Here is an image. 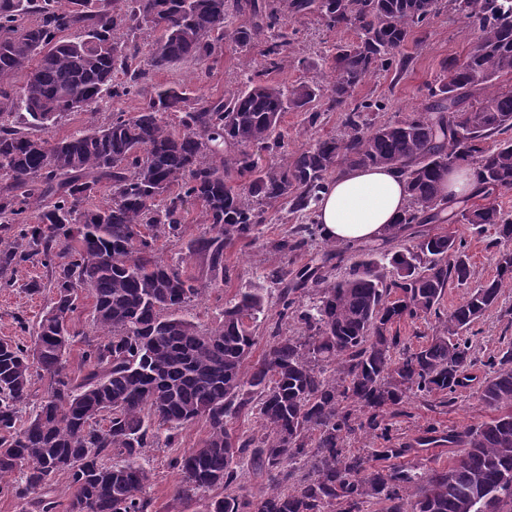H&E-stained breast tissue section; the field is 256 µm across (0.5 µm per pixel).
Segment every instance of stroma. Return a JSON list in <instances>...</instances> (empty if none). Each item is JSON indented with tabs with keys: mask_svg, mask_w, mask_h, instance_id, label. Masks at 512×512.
<instances>
[{
	"mask_svg": "<svg viewBox=\"0 0 512 512\" xmlns=\"http://www.w3.org/2000/svg\"><path fill=\"white\" fill-rule=\"evenodd\" d=\"M291 27L295 35L288 51V66L283 71L270 74V82L283 87L305 83L319 91H326L332 80L330 66L337 47L355 42L356 33L328 29L313 16L293 18ZM474 42V29L465 18L441 14L419 29L415 39L404 47L407 64L403 71L376 70L355 88L353 97L379 103V111L368 113L369 122L402 118L409 107L424 103L428 87L439 82L448 61L464 58ZM264 66L259 49L243 54L228 41L222 52L208 60L174 63L155 71L152 78L155 83L178 86L195 95L224 99L244 89L249 76L262 71ZM145 104V97L137 95L118 102L107 101L97 111L70 114L58 126L43 130L42 135L59 138L90 125H103L111 121L113 113L132 114ZM342 123L343 111L339 108L325 112L314 128L305 123L303 113L285 112L280 123L284 147L292 153L313 144L317 139L339 134ZM296 222L287 205L278 204L268 208L259 239L253 243H238L226 250L224 260L231 270V278L223 290L203 292L192 302L189 308L191 315L205 324L216 322L222 316L225 302L242 291L262 292L267 298L269 312H276L277 292L267 277L270 266L293 268L302 264L313 265L324 249L323 244L317 242L298 257L281 255L272 250V242ZM451 228L445 223L440 226L444 232ZM452 229L467 242V253L476 281L492 278L496 269L492 260L493 250L488 246L489 234L477 233L463 224ZM46 279L42 266L28 264L16 271L14 287L0 288V337L22 339L19 321L36 322L47 297L29 294L25 285L32 280L43 282ZM474 331L476 349L483 357L497 352L504 341L512 339V289L504 290L497 304L475 325ZM489 416V411L469 389L458 394L455 402L449 406L442 404L436 396L425 400L412 398L405 404L403 414L393 418L390 442L359 435L350 439L347 446L352 453L367 456L372 449L386 444L394 448L401 443L413 442L432 427L461 431L479 425ZM175 454L172 448H154L144 457L145 464L153 473L149 493L155 500L158 512H205L209 494H201L190 501L175 499L179 476L170 466Z\"/></svg>",
	"mask_w": 512,
	"mask_h": 512,
	"instance_id": "35a3bbf8",
	"label": "stroma"
}]
</instances>
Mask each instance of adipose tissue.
<instances>
[{"label":"adipose tissue","instance_id":"1","mask_svg":"<svg viewBox=\"0 0 512 512\" xmlns=\"http://www.w3.org/2000/svg\"><path fill=\"white\" fill-rule=\"evenodd\" d=\"M408 197L396 170L361 167L330 182L317 205L320 234L328 241L356 244L379 240L400 219Z\"/></svg>","mask_w":512,"mask_h":512}]
</instances>
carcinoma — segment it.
<instances>
[{"label": "carcinoma", "mask_w": 512, "mask_h": 512, "mask_svg": "<svg viewBox=\"0 0 512 512\" xmlns=\"http://www.w3.org/2000/svg\"><path fill=\"white\" fill-rule=\"evenodd\" d=\"M471 20L478 44L446 75L428 101L404 117L366 122L372 101L351 102L370 73L404 68L400 49L431 22L443 0H0V287L14 286L21 265L39 264L46 310L31 344L0 339V479L19 477L7 492L36 512H157L147 487L149 448H175L181 430L204 422L206 438L176 454L175 495L189 501L220 489L207 512H512V344L483 360L469 333L512 288V213L497 196L512 191V0H448ZM232 14L245 17L226 31ZM315 14L329 29L353 30L358 41L333 57L327 110L343 105V130L261 167L250 149L274 152L289 110L319 122V94L300 83L284 90L265 76L288 59V22ZM160 30L147 47L137 31ZM248 50L264 43L265 70L226 100L180 87L155 88L140 111L63 138L36 131L72 113L94 112L103 97L144 94L151 72L180 61L207 60L224 39ZM27 72L14 88L13 76ZM121 73L120 82L112 75ZM386 166L403 176L408 207L377 247L361 250L340 277L327 269L352 251L324 242L322 265L268 272L279 310L268 348L253 359L266 297L242 292L224 318L203 325L188 306L204 289L186 259L156 256L161 239L186 233L185 206H201L209 230L190 242L210 285L227 278L224 251L255 241L266 207L314 213L329 177L358 166ZM466 165L480 203L454 223L493 232L496 275L476 285L448 314V286H468L473 266L456 233H431L443 206L448 167ZM249 178L248 186L232 177ZM108 200H94L101 189ZM318 224H298L272 243L300 254ZM313 290L307 303L302 294ZM93 300L88 331L71 325L82 297ZM435 317L425 344L401 345L394 326ZM293 322L297 333L283 327ZM83 345L78 372L67 351ZM487 367L480 378L475 371ZM44 386L38 395V386ZM476 386L494 416L464 431L432 428L415 443L378 448L368 457L346 448L357 434L389 441L390 417L410 398L453 399ZM254 411L261 433L234 427ZM464 446L448 466L420 471L408 457L441 443ZM272 493L234 491L241 464ZM306 472L294 479V469ZM68 480L60 501L54 476Z\"/></svg>", "instance_id": "obj_1"}]
</instances>
